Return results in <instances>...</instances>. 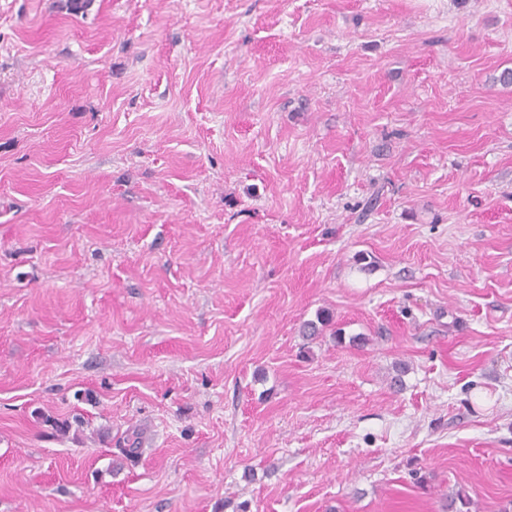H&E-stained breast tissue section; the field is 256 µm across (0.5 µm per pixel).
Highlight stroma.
I'll list each match as a JSON object with an SVG mask.
<instances>
[{"label":"stroma","instance_id":"35a3bbf8","mask_svg":"<svg viewBox=\"0 0 512 512\" xmlns=\"http://www.w3.org/2000/svg\"><path fill=\"white\" fill-rule=\"evenodd\" d=\"M506 70L512 0H0V512H512Z\"/></svg>","mask_w":512,"mask_h":512}]
</instances>
